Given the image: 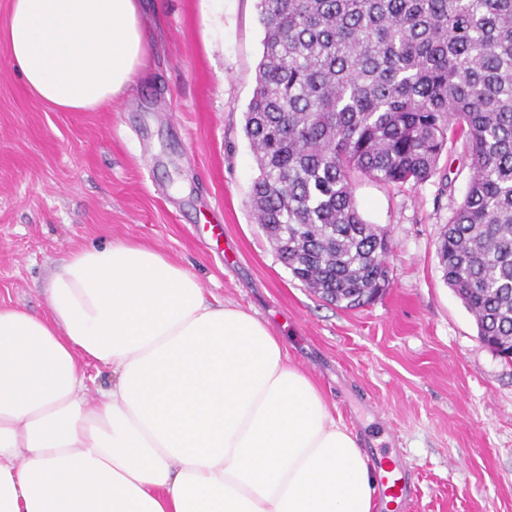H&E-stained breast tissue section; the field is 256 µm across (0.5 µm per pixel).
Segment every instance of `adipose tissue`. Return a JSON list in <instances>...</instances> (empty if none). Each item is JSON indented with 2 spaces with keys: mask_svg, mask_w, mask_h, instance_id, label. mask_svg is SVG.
I'll list each match as a JSON object with an SVG mask.
<instances>
[{
  "mask_svg": "<svg viewBox=\"0 0 512 512\" xmlns=\"http://www.w3.org/2000/svg\"><path fill=\"white\" fill-rule=\"evenodd\" d=\"M25 86L80 112L142 66L139 0H11ZM49 312L0 305V512H376L355 434L256 313L131 241L77 245ZM109 368L87 401L80 360Z\"/></svg>",
  "mask_w": 512,
  "mask_h": 512,
  "instance_id": "ef3b65f1",
  "label": "adipose tissue"
}]
</instances>
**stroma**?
Here are the masks:
<instances>
[{
	"label": "stroma",
	"instance_id": "1",
	"mask_svg": "<svg viewBox=\"0 0 512 512\" xmlns=\"http://www.w3.org/2000/svg\"><path fill=\"white\" fill-rule=\"evenodd\" d=\"M223 2L214 17L202 0H142L146 66L92 111L37 99L0 44V303L47 314L45 285L73 245L147 243L268 323L362 448L411 472L410 512H512V363L479 341L438 257L470 177L463 145L440 163L448 192L436 177L354 174L360 212L391 239L390 286L357 309L325 302L251 211L243 127L263 29L256 0Z\"/></svg>",
	"mask_w": 512,
	"mask_h": 512
}]
</instances>
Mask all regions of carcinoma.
I'll return each mask as SVG.
<instances>
[{"label":"carcinoma","mask_w":512,"mask_h":512,"mask_svg":"<svg viewBox=\"0 0 512 512\" xmlns=\"http://www.w3.org/2000/svg\"><path fill=\"white\" fill-rule=\"evenodd\" d=\"M244 131L250 206L294 278L345 309L389 277L352 176L415 185L462 142L471 177L444 225V280L512 361V0H257Z\"/></svg>","instance_id":"carcinoma-1"}]
</instances>
